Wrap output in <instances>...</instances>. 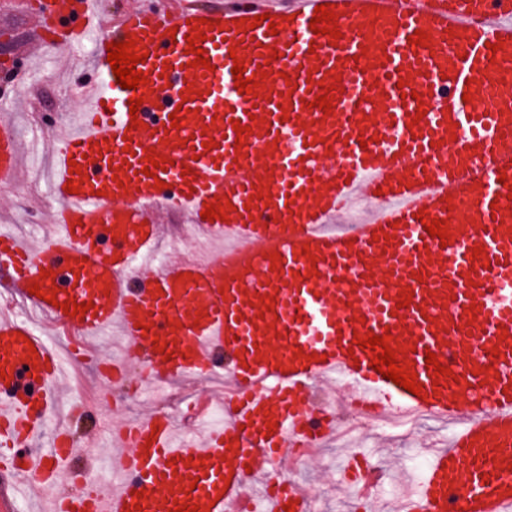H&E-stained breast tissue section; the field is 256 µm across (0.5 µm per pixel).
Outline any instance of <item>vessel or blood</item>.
<instances>
[{"mask_svg":"<svg viewBox=\"0 0 512 512\" xmlns=\"http://www.w3.org/2000/svg\"><path fill=\"white\" fill-rule=\"evenodd\" d=\"M323 2L168 0L107 19L99 0H0V20L25 19L37 44L89 43L96 75L82 127L58 138L53 234L31 249L0 232L7 292L55 291V303L34 304L59 334L119 328L132 349L102 361L113 378L141 358L153 382L224 373L223 424L178 440L172 412L156 408L114 434L116 483L88 480L52 512H168L177 501L242 512L249 499L260 512H309L285 463L335 433L334 408L312 402L315 383L334 378L371 412L459 425L398 512H512V0H331L337 39L310 28ZM197 30L205 68L187 51ZM418 31L427 45L409 44ZM129 40L147 55L135 89L107 60L108 44ZM238 60L252 93L235 87ZM328 91L327 115L313 101ZM149 149L169 161L150 176ZM19 156L0 133L1 184ZM217 202L225 220L202 218ZM164 211L223 252L138 276ZM426 219L447 221V242ZM68 300L93 307L71 316ZM387 332L421 395L354 345ZM429 352L447 375L427 367ZM0 369V469L50 487L78 453L62 431L50 452L35 448L61 359L4 315ZM346 469L367 497L385 476L355 458Z\"/></svg>","mask_w":512,"mask_h":512,"instance_id":"vessel-or-blood-1","label":"vessel or blood"}]
</instances>
